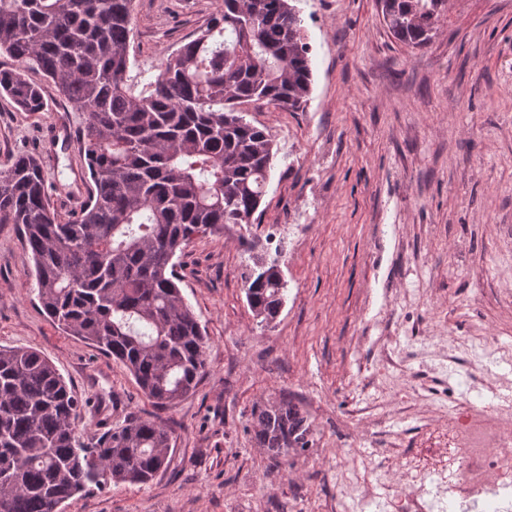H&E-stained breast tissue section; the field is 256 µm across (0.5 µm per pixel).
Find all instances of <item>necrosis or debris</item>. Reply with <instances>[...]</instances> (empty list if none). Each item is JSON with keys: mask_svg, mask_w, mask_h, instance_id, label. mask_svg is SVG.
I'll return each mask as SVG.
<instances>
[{"mask_svg": "<svg viewBox=\"0 0 512 512\" xmlns=\"http://www.w3.org/2000/svg\"><path fill=\"white\" fill-rule=\"evenodd\" d=\"M493 383L425 423L400 457L363 461L351 481L380 512H512V401L487 402Z\"/></svg>", "mask_w": 512, "mask_h": 512, "instance_id": "1", "label": "necrosis or debris"}]
</instances>
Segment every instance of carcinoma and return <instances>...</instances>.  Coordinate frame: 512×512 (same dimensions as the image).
I'll list each match as a JSON object with an SVG mask.
<instances>
[{"label": "carcinoma", "mask_w": 512, "mask_h": 512, "mask_svg": "<svg viewBox=\"0 0 512 512\" xmlns=\"http://www.w3.org/2000/svg\"><path fill=\"white\" fill-rule=\"evenodd\" d=\"M135 0H0V95L45 107L37 71L82 115L93 188L63 222L36 155L0 169V224L31 252L42 310L67 335L123 363L161 406L196 389L207 336L186 303L175 258L199 235L239 228L251 253L247 301L262 326L285 303L279 261L252 237L277 150L243 106L296 112L312 90L310 45L294 0H221L159 73L131 79ZM447 0H383L394 37L427 45ZM82 400L32 348L0 347V512H59L110 484L146 485L168 467L172 430L131 418L95 442L78 434ZM255 441L279 461L310 445L287 399L253 410Z\"/></svg>", "instance_id": "carcinoma-1"}]
</instances>
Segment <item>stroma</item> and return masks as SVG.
Listing matches in <instances>:
<instances>
[{
  "label": "stroma",
  "mask_w": 512,
  "mask_h": 512,
  "mask_svg": "<svg viewBox=\"0 0 512 512\" xmlns=\"http://www.w3.org/2000/svg\"><path fill=\"white\" fill-rule=\"evenodd\" d=\"M296 6L308 103L246 114L278 148L258 231L281 252L286 302L259 325L237 234L195 239L177 261L208 336L193 394L158 407L120 362L62 333L38 304L16 225L0 224V346L41 351L89 400L76 420L85 439L130 416L173 431L148 486L112 484L61 512H336L353 443L438 418L428 366L447 358L451 396L471 371L512 377L457 342L512 345V0H448L420 48L390 33L377 0ZM216 8L135 0L131 73H157ZM44 97V111L24 112L0 96V168L24 151L52 155L43 171L65 220L89 189L82 118L53 85ZM282 398L306 411L313 445L276 465L253 439L252 409Z\"/></svg>",
  "instance_id": "1"
}]
</instances>
